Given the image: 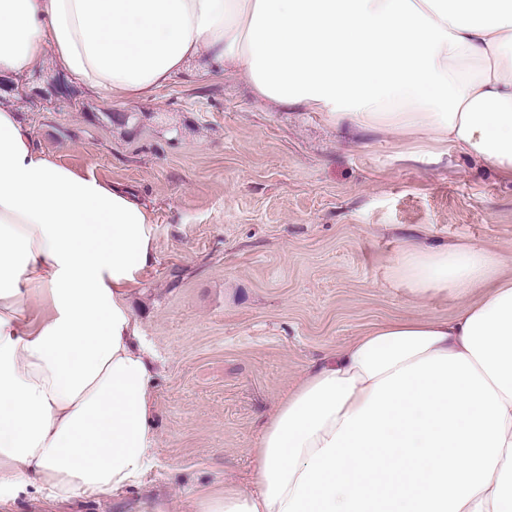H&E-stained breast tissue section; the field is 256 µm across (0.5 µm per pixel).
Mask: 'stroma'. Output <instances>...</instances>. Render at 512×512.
<instances>
[{"instance_id":"1","label":"stroma","mask_w":512,"mask_h":512,"mask_svg":"<svg viewBox=\"0 0 512 512\" xmlns=\"http://www.w3.org/2000/svg\"><path fill=\"white\" fill-rule=\"evenodd\" d=\"M37 148L151 209L155 258L130 296L153 367L155 450L129 489L65 500L23 487L0 512H193L202 488L248 486L252 450L304 371L370 326L449 319L481 295L414 300L404 242L503 253L512 181L468 158L432 163L395 135L326 126L256 98L234 72L190 64L153 99L0 98ZM133 112L117 126L107 112Z\"/></svg>"}]
</instances>
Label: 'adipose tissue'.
Segmentation results:
<instances>
[{
  "mask_svg": "<svg viewBox=\"0 0 512 512\" xmlns=\"http://www.w3.org/2000/svg\"><path fill=\"white\" fill-rule=\"evenodd\" d=\"M0 0V78L44 54L89 92L145 101L204 60L279 107L381 129L512 177V0ZM150 210L38 150L0 108V495L136 485L155 446L128 297ZM476 244L405 243L415 299L481 289L452 319L373 325L304 372L253 450L251 489L195 512H512V279ZM44 296L47 316L24 304Z\"/></svg>",
  "mask_w": 512,
  "mask_h": 512,
  "instance_id": "1",
  "label": "adipose tissue"
}]
</instances>
